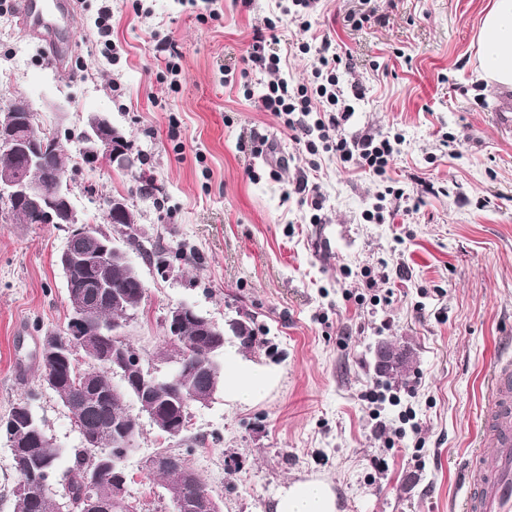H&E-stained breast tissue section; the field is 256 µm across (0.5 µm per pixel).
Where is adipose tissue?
Masks as SVG:
<instances>
[{
    "label": "adipose tissue",
    "instance_id": "ef3b65f1",
    "mask_svg": "<svg viewBox=\"0 0 512 512\" xmlns=\"http://www.w3.org/2000/svg\"><path fill=\"white\" fill-rule=\"evenodd\" d=\"M478 78L512 90V0H494L479 33ZM276 374L258 364H240L235 356L224 359V390L233 403L253 405L273 387ZM273 512H338L336 496L322 479L291 482L276 499Z\"/></svg>",
    "mask_w": 512,
    "mask_h": 512
}]
</instances>
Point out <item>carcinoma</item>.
<instances>
[{"label": "carcinoma", "instance_id": "obj_1", "mask_svg": "<svg viewBox=\"0 0 512 512\" xmlns=\"http://www.w3.org/2000/svg\"><path fill=\"white\" fill-rule=\"evenodd\" d=\"M55 143L53 151L44 157L43 166L32 168L30 176L38 180L45 179L46 173L55 171L61 173L64 178H69L68 160L63 156L59 136L52 135ZM107 223L120 229L127 237V243L135 242L133 232L137 224V214L133 209H128L122 217L106 214ZM149 264L158 266L170 264L168 253L155 247L147 248L144 244H138ZM100 273L105 278L110 288L97 300L95 311L90 316V325H102L112 327L115 321H122L127 315H133L139 308L143 299L141 286L126 272L115 266L95 267L87 273L92 277ZM204 316L198 312L191 313L184 322L180 337L174 339L173 353L167 355L168 361L175 359L181 361L179 378L163 382L159 385L161 393H142L134 386L122 393L118 400L112 399L114 374L112 366L99 361L92 355L85 356L83 364L77 366L78 373L83 377H89L88 384H69L61 381V384L51 388L58 396L61 405L71 412L87 432L93 434L99 447L114 448L115 438L112 434V426L117 424L123 429L136 435L139 433L135 417L129 411V403L138 406L140 412L147 409L156 410L157 414L169 422L174 423L180 417L181 399L184 395L194 391L204 394L212 383V377H218V387L224 386V365L220 357L224 355V345L228 337L211 336L201 340V350L194 352L189 358H184L187 345L197 336V327ZM240 347L250 349L255 346L257 337L248 323L240 326L237 333L233 334ZM17 407H12L8 420L0 424V432L7 439L13 438L18 442L25 441L30 444L28 452L36 469H45L43 480L45 488L37 495H28L13 489L14 512H69L70 502L82 498L91 499L103 496L112 490V483L91 484L87 481L86 473L90 468L96 449L78 447L73 449V464L64 473H59L57 460L60 449L54 445L52 438L48 436L43 423H38V429L28 431L26 429L13 430L10 427L11 419L15 416ZM174 457L171 468L159 474L162 484L178 486L182 499L189 502L197 493L206 488L201 477H196L192 484H186L182 480L183 472L195 471L187 456L179 452H169ZM64 482L66 490L65 501L60 503L54 498V484L57 481Z\"/></svg>", "mask_w": 512, "mask_h": 512}]
</instances>
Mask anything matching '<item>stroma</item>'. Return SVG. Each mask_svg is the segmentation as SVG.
Masks as SVG:
<instances>
[{
	"mask_svg": "<svg viewBox=\"0 0 512 512\" xmlns=\"http://www.w3.org/2000/svg\"><path fill=\"white\" fill-rule=\"evenodd\" d=\"M75 4L67 77L13 12L0 15V100L26 101L58 134L88 222L105 224L104 199L122 195L140 237L184 251L164 279L128 248L146 293L126 339L165 373V315L189 302L220 325L249 319L258 344L241 359L278 374L255 405L220 391L191 406V448L138 415L125 461L137 512H172L147 468L165 450L188 452L222 512H272L290 482L310 477L331 483L339 512H461L467 459L493 455L481 446L491 371L512 359V91L475 77L491 0H368L374 20L360 29L346 23L358 0H324L303 35L352 52L340 80L365 96L343 135L401 132L392 180L408 193L422 180L448 189L390 224L362 218L381 183L325 154L323 221L311 223L293 192L309 157L261 108L267 76L247 90L233 81L254 31L277 17L275 0H197L192 11L181 0H112V61L94 43L99 0ZM160 37L182 53L179 89L162 78ZM92 114L123 132L137 167L83 162ZM66 238L59 224L0 218V418L30 403L63 470L79 434L40 386L36 351L68 320L57 265ZM382 338L413 354L401 380L375 372Z\"/></svg>",
	"mask_w": 512,
	"mask_h": 512,
	"instance_id": "35a3bbf8",
	"label": "stroma"
}]
</instances>
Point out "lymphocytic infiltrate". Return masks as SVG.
<instances>
[{
    "mask_svg": "<svg viewBox=\"0 0 512 512\" xmlns=\"http://www.w3.org/2000/svg\"><path fill=\"white\" fill-rule=\"evenodd\" d=\"M278 41L277 34L255 32L239 72L240 82L247 86L254 73L270 74L261 96L262 106L283 121L292 139L302 144L309 156L330 153L341 163L355 165L373 177L385 178L404 139L397 132L352 140L339 135V127L351 111L347 97H360L362 90L356 85L343 90L339 76L343 59L335 45L325 40L314 48L308 42H299V52H315L316 63L312 82L292 87L279 75Z\"/></svg>",
    "mask_w": 512,
    "mask_h": 512,
    "instance_id": "lymphocytic-infiltrate-1",
    "label": "lymphocytic infiltrate"
}]
</instances>
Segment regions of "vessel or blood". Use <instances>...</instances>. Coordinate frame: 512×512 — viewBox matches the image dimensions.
Listing matches in <instances>:
<instances>
[{
    "label": "vessel or blood",
    "instance_id": "1",
    "mask_svg": "<svg viewBox=\"0 0 512 512\" xmlns=\"http://www.w3.org/2000/svg\"><path fill=\"white\" fill-rule=\"evenodd\" d=\"M14 13L30 37L53 46L48 60L54 66L64 62L63 31L71 24L68 0H14ZM484 445L493 448L492 461L474 456L462 512H512V363H498L491 376Z\"/></svg>",
    "mask_w": 512,
    "mask_h": 512
}]
</instances>
